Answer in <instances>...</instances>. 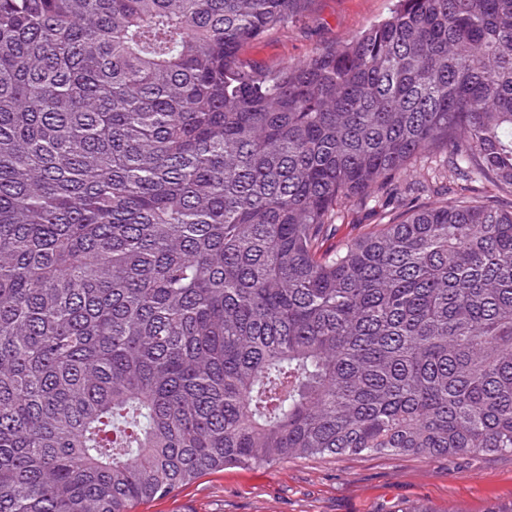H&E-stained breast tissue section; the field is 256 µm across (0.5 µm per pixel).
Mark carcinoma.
<instances>
[{
  "mask_svg": "<svg viewBox=\"0 0 512 512\" xmlns=\"http://www.w3.org/2000/svg\"><path fill=\"white\" fill-rule=\"evenodd\" d=\"M309 0H0V512L227 465L512 453V0H396L274 73ZM445 150L453 197L323 248ZM370 202L368 205L351 204L336 218V237L327 240L326 245L335 244L339 240L351 238L365 229L366 224H378L380 218L379 206Z\"/></svg>",
  "mask_w": 512,
  "mask_h": 512,
  "instance_id": "1",
  "label": "carcinoma"
}]
</instances>
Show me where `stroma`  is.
I'll return each instance as SVG.
<instances>
[{"label":"stroma","instance_id":"stroma-1","mask_svg":"<svg viewBox=\"0 0 512 512\" xmlns=\"http://www.w3.org/2000/svg\"><path fill=\"white\" fill-rule=\"evenodd\" d=\"M395 0H312L299 20L241 46L247 66L268 72L333 49L387 17ZM446 154L423 156L401 175L419 206L444 202ZM512 503V455L450 458L362 453L225 467L137 512H489Z\"/></svg>","mask_w":512,"mask_h":512}]
</instances>
